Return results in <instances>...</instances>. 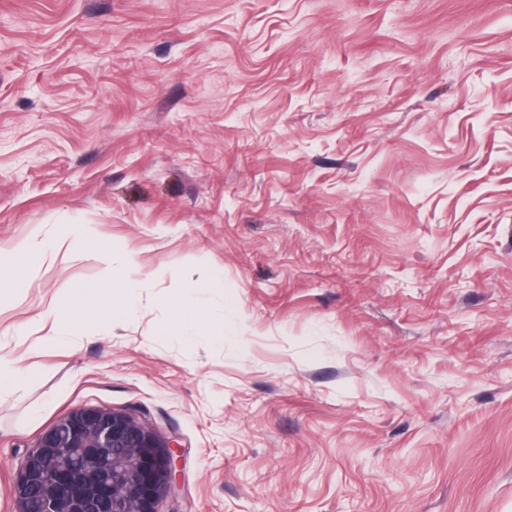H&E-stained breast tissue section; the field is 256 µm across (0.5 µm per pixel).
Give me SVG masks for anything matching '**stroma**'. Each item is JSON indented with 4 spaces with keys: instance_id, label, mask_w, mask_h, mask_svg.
<instances>
[{
    "instance_id": "obj_1",
    "label": "stroma",
    "mask_w": 512,
    "mask_h": 512,
    "mask_svg": "<svg viewBox=\"0 0 512 512\" xmlns=\"http://www.w3.org/2000/svg\"><path fill=\"white\" fill-rule=\"evenodd\" d=\"M33 241L0 512L79 406L178 440L160 512H512V0H0V251ZM187 296L222 339L170 334ZM92 288H96V293L107 299L109 314L117 315L127 309L131 293L136 287L128 284H117L111 278L99 282ZM55 321L59 326L65 328L66 334H50L44 337L47 344L61 343L64 336L72 335L80 330L82 326V313L76 304H64L55 310Z\"/></svg>"
}]
</instances>
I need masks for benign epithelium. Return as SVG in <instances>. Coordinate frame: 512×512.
Here are the masks:
<instances>
[{"instance_id":"benign-epithelium-1","label":"benign epithelium","mask_w":512,"mask_h":512,"mask_svg":"<svg viewBox=\"0 0 512 512\" xmlns=\"http://www.w3.org/2000/svg\"><path fill=\"white\" fill-rule=\"evenodd\" d=\"M178 444L127 411L78 407L28 451L13 483L16 512H158L174 493Z\"/></svg>"}]
</instances>
